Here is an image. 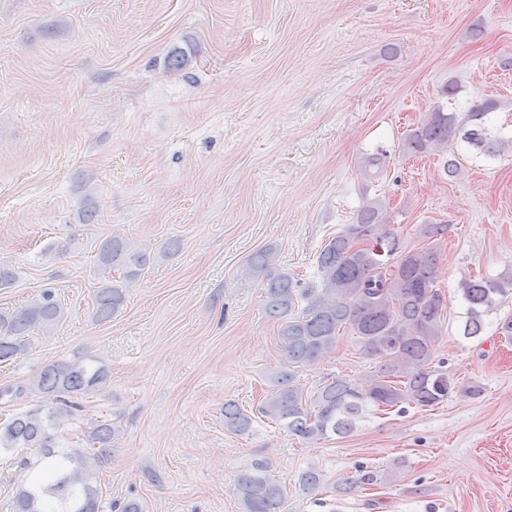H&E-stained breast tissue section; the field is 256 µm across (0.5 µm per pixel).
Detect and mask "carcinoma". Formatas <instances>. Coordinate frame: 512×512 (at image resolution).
<instances>
[{"mask_svg": "<svg viewBox=\"0 0 512 512\" xmlns=\"http://www.w3.org/2000/svg\"><path fill=\"white\" fill-rule=\"evenodd\" d=\"M498 108L499 102L491 99L475 102L465 112H446L437 105L405 134L402 151L408 155L429 153L445 147L459 134L470 146L494 153L495 142L487 137L486 122ZM386 163V151L368 154L362 162L364 174H377ZM383 208L379 198L366 200L352 222L321 249L317 257L318 290L298 292V284L288 273L271 272L277 258L271 248L256 253L246 268L248 275L263 277L269 313L285 318L280 336L288 367L272 377L271 391L258 412L301 439L317 441L332 434L346 435L370 406L400 411L411 404L430 408L454 393L450 375L439 367L430 368L443 316L442 296L435 285V237L446 233L448 225H421L420 238L426 244L408 249L393 229L384 228ZM360 232L371 234L383 247L391 260V271L382 272L372 250H352L351 240ZM98 260L104 267L120 268L123 279L131 281L141 276L151 257L134 243L112 237L101 244ZM459 289L467 303L463 335L476 336L482 330V318L512 294V276L465 279ZM299 296L307 299V305L297 314ZM93 303L98 319L111 318L125 303L123 286L112 281L100 286ZM63 316L50 291L19 309L0 310V362L20 354L23 338L31 331L47 330ZM347 328L357 336L363 355L375 361L376 369L362 382L342 377L326 382L309 408L291 367L332 351L340 332ZM105 379L104 367L93 365L90 358L54 362L40 372L30 389L55 398L62 406L46 414L39 409L28 411L0 427V449L37 448L43 458L62 460L46 487L61 512H100L98 490L92 484L94 458L77 448L56 447L50 429L77 409L72 397L89 392ZM250 424L251 417L235 404L224 406V427L229 431L242 433ZM118 431L113 422L99 423L92 441L105 447ZM267 469L266 463L258 462L253 470L239 476L244 512H280L287 491ZM11 507L12 512H41L38 497L23 484L17 488Z\"/></svg>", "mask_w": 512, "mask_h": 512, "instance_id": "1", "label": "carcinoma"}]
</instances>
